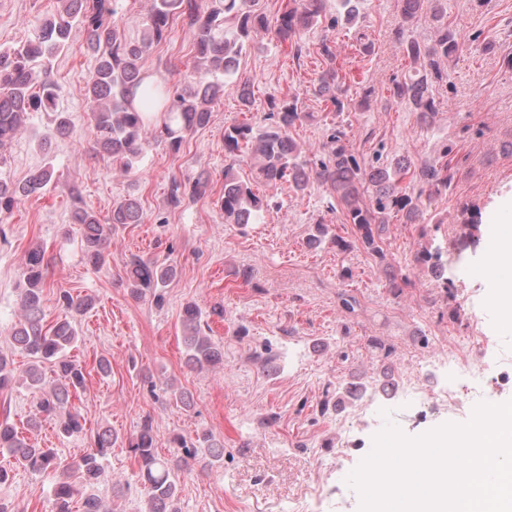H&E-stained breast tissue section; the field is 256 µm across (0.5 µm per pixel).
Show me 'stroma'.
Instances as JSON below:
<instances>
[{
	"label": "stroma",
	"mask_w": 512,
	"mask_h": 512,
	"mask_svg": "<svg viewBox=\"0 0 512 512\" xmlns=\"http://www.w3.org/2000/svg\"><path fill=\"white\" fill-rule=\"evenodd\" d=\"M448 22L469 42L448 64L450 79L431 125L404 108L384 109L386 88L407 76L410 62L402 43L429 42L431 13L418 22H402L399 0H361L357 29L339 30L341 56L350 67L372 77L376 92L364 100L359 88L348 90V110L328 112L313 91L323 65L313 47L320 30L305 32L303 52L293 56L287 44L255 36L241 59L251 87V104L243 106L234 89H226L208 126L196 130L180 151L151 142L133 173L93 155L85 77L96 58L82 29H73L68 47L52 61V78L61 86V111L71 133L57 134L47 113H31L27 131L8 146L0 172L12 182L25 181L52 164L57 189L25 199L10 218L0 222V351L16 370L28 359L13 350L8 332L19 316L21 268L32 244L44 246L51 258L46 288V320L62 312L60 291L91 296L93 307L79 322L81 339L71 355L85 366L86 386L74 405L85 421L80 436L65 437L53 417H42L28 431L30 444L55 449L66 463L79 458L89 436L111 429L118 442L101 458L102 473L88 495L97 496L112 512H137L138 495L125 492L137 481V464L127 439L150 423L154 446L169 456L178 439L211 433L224 444V458L211 468L193 465L180 476L182 512H288L297 501H310L318 474L345 485V475L359 466L386 422L408 437L442 425L463 424L469 414L436 411L424 421L417 408L396 396L384 401V415L353 433L356 447L343 445L339 423L353 406L323 410L325 389L347 382L367 385L397 383L402 354L428 357L463 335V321L450 319L453 308L435 286V276L417 265L415 255L429 237L444 238L464 206L483 204V250L467 254L455 273L467 290L463 307L481 324L490 346L512 348V333L501 327L494 302L495 277L486 268V252L504 230H512V0H446ZM58 11V0H0V47H15L33 38L39 25ZM375 43L372 53L353 46L355 30ZM195 63L192 36L183 20H173L165 41L141 59L148 84L180 87ZM298 94L310 117L295 132L298 141L321 148L328 123L350 125L356 154L384 146L387 155L420 162L451 146L462 164L452 194L436 196L430 207L433 224L421 226L393 220L385 236V261L365 253L361 243L345 252L309 246L317 221L352 238L342 213L330 212L324 188L312 184L305 195L287 186L275 189L279 204L264 219L228 224L219 198L224 189V128L249 117L263 121L270 97ZM203 181L196 201L173 207L168 199L172 178ZM138 197L143 221L118 228L112 235L106 265L94 267L82 254L81 233L74 222L77 208L108 218L114 203ZM134 255L174 264L176 277L167 285L162 305L132 298L125 285L124 263ZM349 277H342V269ZM409 272L413 287H388L387 273ZM250 271L242 282L241 271ZM356 298L354 312L340 306V294ZM208 312L216 342L224 347V363L213 371L185 366L181 312L186 303ZM377 336L393 354L368 350ZM112 364L109 374L96 371L98 359ZM177 381L192 398L183 409L155 400L151 388ZM0 467L10 469L0 486V502L11 512H55L51 473L15 467L0 451Z\"/></svg>",
	"instance_id": "1"
}]
</instances>
